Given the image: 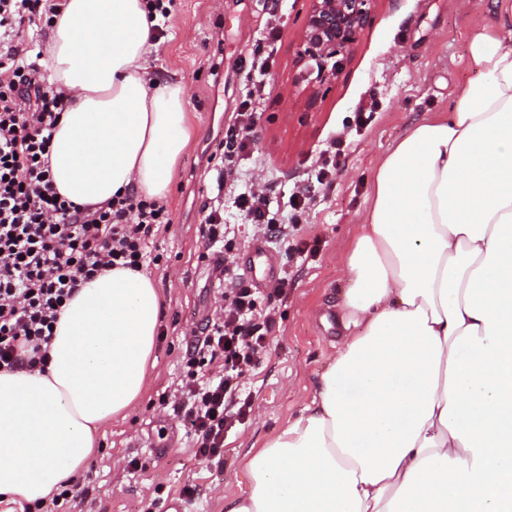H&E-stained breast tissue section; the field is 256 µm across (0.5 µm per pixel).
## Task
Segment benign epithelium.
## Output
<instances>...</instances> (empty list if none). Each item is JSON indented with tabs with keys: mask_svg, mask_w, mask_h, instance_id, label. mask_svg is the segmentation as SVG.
<instances>
[{
	"mask_svg": "<svg viewBox=\"0 0 512 512\" xmlns=\"http://www.w3.org/2000/svg\"><path fill=\"white\" fill-rule=\"evenodd\" d=\"M378 0H309L298 44L297 57L304 66L314 96L323 93L326 81L339 68L336 58L345 55L370 22Z\"/></svg>",
	"mask_w": 512,
	"mask_h": 512,
	"instance_id": "7a95c632",
	"label": "benign epithelium"
}]
</instances>
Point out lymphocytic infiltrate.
Instances as JSON below:
<instances>
[{"mask_svg":"<svg viewBox=\"0 0 512 512\" xmlns=\"http://www.w3.org/2000/svg\"><path fill=\"white\" fill-rule=\"evenodd\" d=\"M61 6L62 0H0L1 372L44 365L58 316L80 283L114 268L143 269L150 239L170 222L165 205L132 193L80 205L55 190L48 154L70 97L47 83L27 33L50 26ZM343 153V139H332L282 210L244 178L233 204L292 259L303 251L301 221L312 194L332 185ZM228 281L222 312L202 341L223 369L201 378L200 359L189 357L191 372L180 389V410L202 462L223 455L225 430L251 409L243 380L267 347L257 317L288 289L284 277L263 289L234 274Z\"/></svg>","mask_w":512,"mask_h":512,"instance_id":"obj_1","label":"lymphocytic infiltrate"}]
</instances>
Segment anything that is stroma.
I'll list each match as a JSON object with an SVG mask.
<instances>
[{
    "instance_id": "obj_1",
    "label": "stroma",
    "mask_w": 512,
    "mask_h": 512,
    "mask_svg": "<svg viewBox=\"0 0 512 512\" xmlns=\"http://www.w3.org/2000/svg\"><path fill=\"white\" fill-rule=\"evenodd\" d=\"M307 8L308 0H174L166 35L144 62L148 79L183 87L191 128L165 199L172 222L149 243L158 262L148 274L162 300L155 364L143 395L100 432L98 454L53 512H166L179 497L186 512H224L225 497L248 494L247 460L311 402L339 347L345 261L380 160L416 123L447 111L458 87L477 80L467 64L468 37L498 21L490 0H379L313 101L296 63ZM273 27L279 37L268 47L263 38ZM263 55L266 88L251 97L247 72ZM247 100L261 119L242 167L256 187L273 188L274 202L301 186L331 138L344 132L350 141L332 188L318 193L303 218L305 252L288 262L229 205L224 134ZM219 205L234 233L228 263L261 287L287 277L288 292L267 328V353L247 379L246 421L225 434L223 456L202 463L175 392L187 375L186 352L224 302V277L203 239L205 217ZM131 460L137 470L128 468ZM188 485L194 493L187 498Z\"/></svg>"
}]
</instances>
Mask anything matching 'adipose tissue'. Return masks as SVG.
I'll return each instance as SVG.
<instances>
[{
    "label": "adipose tissue",
    "instance_id": "1",
    "mask_svg": "<svg viewBox=\"0 0 512 512\" xmlns=\"http://www.w3.org/2000/svg\"><path fill=\"white\" fill-rule=\"evenodd\" d=\"M494 4L468 40L478 80L378 166L336 356L224 512H512V0ZM145 5L65 0L49 29L73 97L50 171L73 202L164 198L189 146L183 88L142 72ZM160 315L150 276L112 269L66 304L44 371L0 372V499L46 502L85 468L143 392Z\"/></svg>",
    "mask_w": 512,
    "mask_h": 512
}]
</instances>
